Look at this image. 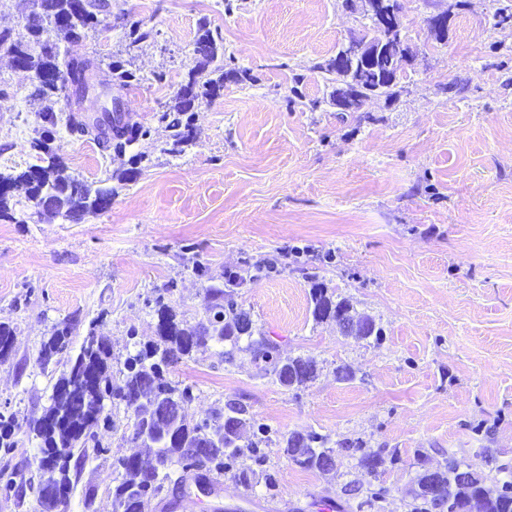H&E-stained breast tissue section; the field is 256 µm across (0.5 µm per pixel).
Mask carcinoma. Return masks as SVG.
<instances>
[{
  "label": "carcinoma",
  "mask_w": 512,
  "mask_h": 512,
  "mask_svg": "<svg viewBox=\"0 0 512 512\" xmlns=\"http://www.w3.org/2000/svg\"><path fill=\"white\" fill-rule=\"evenodd\" d=\"M35 11L23 31L15 34L0 31V45L12 46L20 57L23 68L32 74V96L43 99L57 97L65 101L69 112V124L83 133L92 130L102 132L98 122L89 123L72 112L66 81L59 75L73 70L70 59L60 57L59 43L85 37L88 32L98 31L106 12V0H34ZM224 46L217 43L207 22H199L198 38L194 52L196 66L189 71L188 79L175 94V105L170 111L184 115L193 110L201 97H215L224 88V66L218 63ZM392 68L384 61L374 67L359 71L358 88L363 96L378 94L388 100L400 95L399 84L384 79L383 74ZM111 79L126 85L134 73L125 68L121 60L107 63ZM219 73L218 78L211 74ZM173 145L179 146L190 140L192 127L180 118H173L167 125ZM38 163L20 173H0V185L8 191L0 192V218L13 219L9 213L13 193L23 192L33 204L46 196L50 204L42 213L61 216L74 223L88 213L104 210L102 201L112 197V189L96 186L77 179H64L55 175L59 165L57 157L45 146V141L33 142ZM245 278L237 272L224 277V286L212 285L208 289L210 303L206 320L193 327L177 321L163 304L157 309V340L140 346L128 354L123 367L112 370L110 349L99 342L93 332H88L79 353L67 356V370L53 385L50 403L42 416L29 424V430L40 440L43 453L57 456L59 466L49 471H39V483L46 481L56 488L53 495L43 494L11 465L10 454L17 442L11 440V431L0 433V494L6 497L21 496L24 491L35 493L43 512H57L68 500L73 487L70 462L74 456H85L88 448L101 450L94 426L112 427V414L100 416L97 404L105 394L112 397V406H120L131 413L132 432L127 441L137 447L152 448L157 465L149 468L135 455L119 462L121 478L112 488L115 512H143L147 499L159 496L165 485L172 483L171 467L184 470L205 469L222 473L226 461L235 460L249 451L258 453L261 440L247 436L250 419L247 410L238 403H230L227 410L202 422L187 419L185 406L192 398L190 387H180L169 381L165 368L173 361L190 356L208 343H227L224 360L231 361L239 352L251 354L254 360L264 363L266 373L286 387H302L318 376L317 363L301 356L288 362L273 356V346L263 340L252 339V321L234 300V289L242 286ZM312 316L317 322L357 319L365 329L364 337L381 336L369 316L352 314L345 299L334 300L321 284H316L310 294ZM73 324L68 322L56 328L40 353V364L48 366L55 355L67 351ZM136 407H131L132 400ZM325 441L315 433H294L286 441L291 461L307 470L328 471L334 466L333 450L324 447ZM192 448H203V456L191 455ZM505 480L499 489L486 487L480 477L471 471V465L448 456L438 477L424 471L417 476L418 491L415 497L422 500L419 512H463L476 499L482 500L488 512H512V468L499 466Z\"/></svg>",
  "instance_id": "obj_1"
}]
</instances>
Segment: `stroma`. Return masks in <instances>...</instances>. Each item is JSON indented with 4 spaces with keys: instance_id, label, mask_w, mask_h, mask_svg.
Instances as JSON below:
<instances>
[{
    "instance_id": "obj_1",
    "label": "stroma",
    "mask_w": 512,
    "mask_h": 512,
    "mask_svg": "<svg viewBox=\"0 0 512 512\" xmlns=\"http://www.w3.org/2000/svg\"><path fill=\"white\" fill-rule=\"evenodd\" d=\"M110 2L108 36L62 49L125 61L137 79L112 95L140 136L106 149L61 121L50 143L64 175L112 186L110 207L73 223L25 201L0 220V323L14 330L0 412L18 424L12 466L26 470L37 454L28 425L64 370L39 363L57 324L75 321L71 350L92 331L121 362L155 339L158 304L196 325L208 287L246 270L235 298L255 337L280 358H313L320 374L287 388L249 353L225 362L215 343L171 363L167 377L192 388L188 419L235 402L268 442L248 470L226 468L210 496L197 471L175 468V485L144 512H216L238 492L248 497L240 512L280 500L318 512L326 497L338 512H410L421 468L451 454L501 484L500 464L512 465V25H495L497 0H399L419 55L398 99L372 98L362 112L329 105L319 69L350 35L373 31L344 0ZM444 10L438 42L426 20ZM203 19L224 45V88L197 101L193 136L176 147L163 114L196 64ZM134 22L151 36L130 48ZM31 92L29 74L0 54L2 173L35 163L39 113L62 107ZM318 283L374 318L381 339L314 322ZM115 421L97 431L102 452L79 463L66 512H115L118 463L132 453L126 413ZM295 431L326 437L335 468L293 464L285 443ZM363 451L380 456L376 473L357 468Z\"/></svg>"
}]
</instances>
